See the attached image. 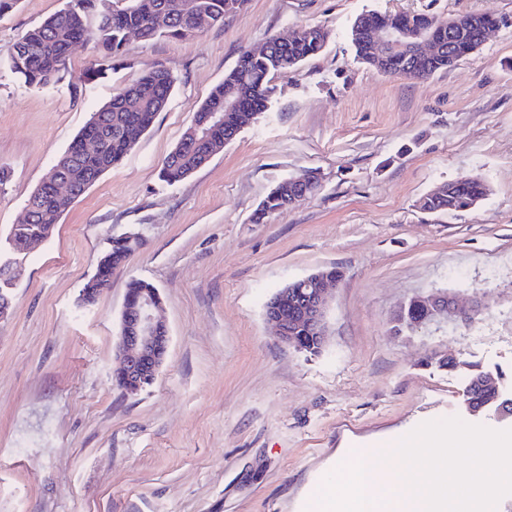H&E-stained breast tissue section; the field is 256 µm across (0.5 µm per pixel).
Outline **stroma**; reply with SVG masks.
<instances>
[{"label":"stroma","mask_w":512,"mask_h":512,"mask_svg":"<svg viewBox=\"0 0 512 512\" xmlns=\"http://www.w3.org/2000/svg\"><path fill=\"white\" fill-rule=\"evenodd\" d=\"M63 0H20L0 16V241L90 114L146 70L173 73L163 112L121 163L16 266L0 320V512H300L347 448L470 415L468 366L512 396V0H245L186 39L130 38L106 78L73 98L101 61L76 45L61 80L25 86L3 56ZM486 13L475 54L428 79L386 75L355 55L367 12ZM321 24L325 48L274 80L267 112L187 178L159 169L241 53ZM315 170L321 187L291 210L253 215L270 188ZM462 176L486 182L475 206L435 215L419 201ZM143 244L96 303L80 292L113 237ZM338 267L343 280L317 356L278 342L266 302L285 284ZM161 295L170 344L153 386L112 381L131 279ZM434 291L472 322L395 334L390 319ZM454 357L457 369L441 366Z\"/></svg>","instance_id":"1"}]
</instances>
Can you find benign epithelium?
I'll return each mask as SVG.
<instances>
[{
  "label": "benign epithelium",
  "instance_id": "7a95c632",
  "mask_svg": "<svg viewBox=\"0 0 512 512\" xmlns=\"http://www.w3.org/2000/svg\"><path fill=\"white\" fill-rule=\"evenodd\" d=\"M414 35L409 31L382 29L371 36L368 53L378 54V47L402 43ZM416 39V38H414ZM416 53L427 60L440 53L439 47L428 36L416 39ZM286 185L295 192L293 200L305 199L314 189L306 184V177L286 180ZM337 282L322 271L293 281L282 288L267 303L265 317L275 331L279 342L300 352L306 349V339H311L323 349L328 342L327 313L333 299ZM426 308V316L413 320L402 306L393 316L394 331L415 330L427 324H445L461 321L470 311L456 306L454 298L446 291H438L419 298ZM162 301L159 291L131 301H124L120 317L119 333L115 345L118 367L113 373L118 387L128 395H135L151 385L160 371L168 351L170 336L165 320L161 316ZM307 331L310 337L302 336Z\"/></svg>",
  "mask_w": 512,
  "mask_h": 512
}]
</instances>
